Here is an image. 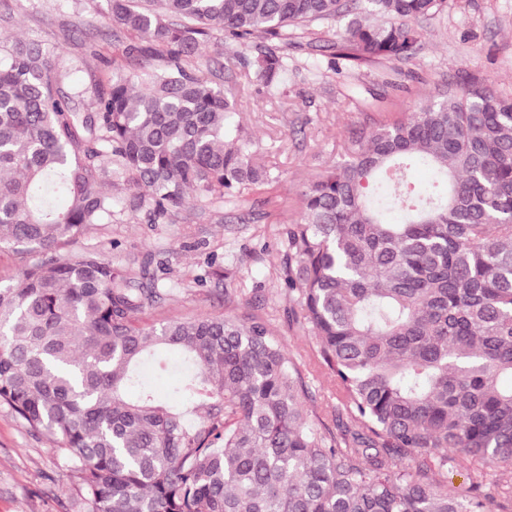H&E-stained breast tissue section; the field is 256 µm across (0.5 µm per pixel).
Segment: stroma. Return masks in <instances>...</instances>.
I'll return each instance as SVG.
<instances>
[{
    "label": "stroma",
    "instance_id": "obj_1",
    "mask_svg": "<svg viewBox=\"0 0 512 512\" xmlns=\"http://www.w3.org/2000/svg\"><path fill=\"white\" fill-rule=\"evenodd\" d=\"M66 16L54 0H0V35L24 36L60 49L70 83L92 90L112 80V69L95 59L115 30L94 19L86 35L70 39ZM422 39L407 61L381 62L335 74L314 70L345 24L315 23L288 40L294 65L287 91L256 96L240 115L259 160L272 168L270 187L250 192L239 204L191 203L190 214L152 224L145 214H124L94 226L80 246H94L124 267L147 260L163 290L161 300L140 314L144 323L198 315L262 317L288 354L301 365L305 407L318 429H335L336 387L316 362L314 336L291 317L295 297L283 288L282 225L299 216L300 194L324 170L346 160L353 132L382 119H396L438 92L476 79L512 94V0H448L447 9L419 20ZM224 266L222 287L209 280V258ZM512 475L462 459L448 464V491L460 497L497 493ZM74 480L44 437L33 434L0 406V512H82Z\"/></svg>",
    "mask_w": 512,
    "mask_h": 512
}]
</instances>
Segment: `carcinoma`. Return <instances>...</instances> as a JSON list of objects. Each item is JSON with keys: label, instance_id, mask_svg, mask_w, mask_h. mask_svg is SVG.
Masks as SVG:
<instances>
[{"label": "carcinoma", "instance_id": "carcinoma-1", "mask_svg": "<svg viewBox=\"0 0 512 512\" xmlns=\"http://www.w3.org/2000/svg\"><path fill=\"white\" fill-rule=\"evenodd\" d=\"M104 2L137 67L101 56L112 83L87 111L59 52L0 40V248L40 254L0 287V405L56 444L91 512H494L447 476L450 452L512 472V95L472 83L356 130L280 232L294 319L336 385L329 436L262 318L143 325L162 296L148 263L132 277L59 250L117 214L156 224L273 181L234 119L238 92L197 68L214 33L273 96L288 27L352 14L331 67L401 61L447 0ZM75 4L58 5L72 33L86 26ZM420 162L425 188L410 180ZM173 363L162 397L142 368Z\"/></svg>", "mask_w": 512, "mask_h": 512}]
</instances>
